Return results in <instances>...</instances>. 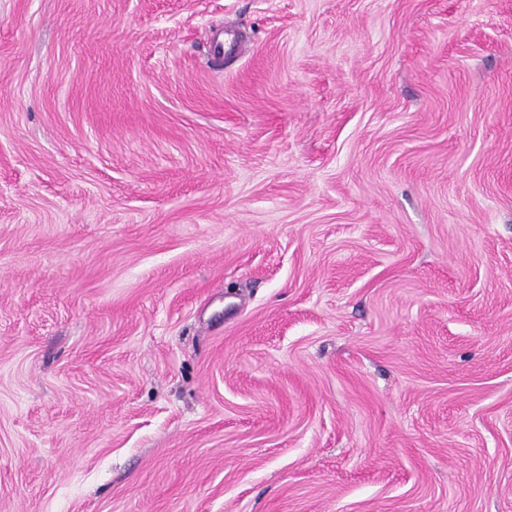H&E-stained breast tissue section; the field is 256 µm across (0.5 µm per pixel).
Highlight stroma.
I'll return each mask as SVG.
<instances>
[{
  "label": "stroma",
  "mask_w": 512,
  "mask_h": 512,
  "mask_svg": "<svg viewBox=\"0 0 512 512\" xmlns=\"http://www.w3.org/2000/svg\"><path fill=\"white\" fill-rule=\"evenodd\" d=\"M0 512H512V0H0Z\"/></svg>",
  "instance_id": "obj_1"
}]
</instances>
